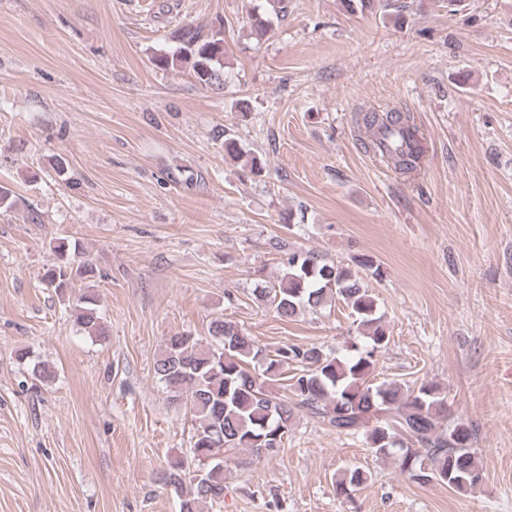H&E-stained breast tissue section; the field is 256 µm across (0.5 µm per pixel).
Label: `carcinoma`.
Wrapping results in <instances>:
<instances>
[{"instance_id":"carcinoma-1","label":"carcinoma","mask_w":512,"mask_h":512,"mask_svg":"<svg viewBox=\"0 0 512 512\" xmlns=\"http://www.w3.org/2000/svg\"><path fill=\"white\" fill-rule=\"evenodd\" d=\"M251 26L265 35L272 26L256 5L248 13ZM179 46L172 54L154 58L156 65L189 66L197 81L213 90L224 88V39L220 32L204 33L198 26H181ZM371 149L402 174L417 171L425 137L412 116L393 109L363 116ZM224 151L247 158L250 173L263 165L233 137L224 136ZM53 261L42 281L64 302L73 304L77 324L90 336L102 334V316L93 292L77 301L68 294L75 283L95 276L86 253L65 239L50 243ZM362 273L329 262L311 251L288 253L285 271L277 281L253 289L254 297L270 303L282 321L300 310L318 311L337 297L350 311L366 344L340 359L320 344H283L263 348L236 324L214 317L207 337L176 334L154 363V374L165 385L169 400L191 413L196 421L190 437L191 459L170 463L163 474L166 486L180 499V512H204L224 501L226 467H246L275 456L296 418L305 413L338 435H362L366 446L381 457L396 456L402 473L418 484L438 483L461 494L472 492L482 480L475 434L462 422H450L447 395L429 382L372 383L369 373L377 353L390 340L378 303L365 284L380 279L383 270L371 257L356 261ZM286 381L289 395H274L268 381ZM202 467L190 471V461ZM359 468H347L335 481L336 494L349 496L368 481Z\"/></svg>"}]
</instances>
